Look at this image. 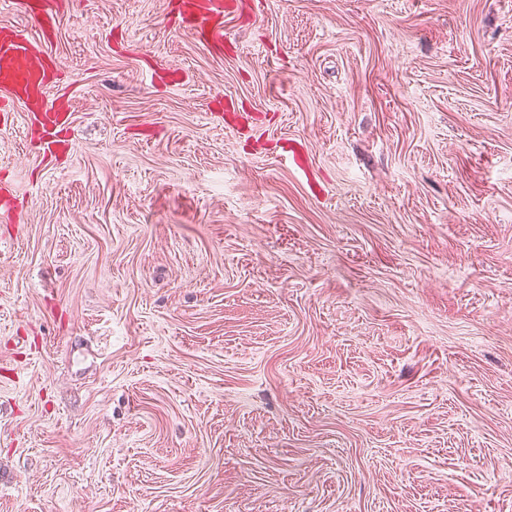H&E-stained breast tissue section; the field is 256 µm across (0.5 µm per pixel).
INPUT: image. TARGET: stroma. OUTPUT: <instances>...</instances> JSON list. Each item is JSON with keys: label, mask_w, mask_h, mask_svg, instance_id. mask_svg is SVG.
I'll return each instance as SVG.
<instances>
[{"label": "stroma", "mask_w": 512, "mask_h": 512, "mask_svg": "<svg viewBox=\"0 0 512 512\" xmlns=\"http://www.w3.org/2000/svg\"><path fill=\"white\" fill-rule=\"evenodd\" d=\"M230 3L0 126V512H512V0ZM184 5L187 15L194 20L198 36L208 43L221 46L224 40L221 21L224 17V1L189 0Z\"/></svg>", "instance_id": "obj_1"}]
</instances>
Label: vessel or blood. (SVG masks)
Listing matches in <instances>:
<instances>
[{
  "label": "vessel or blood",
  "mask_w": 512,
  "mask_h": 512,
  "mask_svg": "<svg viewBox=\"0 0 512 512\" xmlns=\"http://www.w3.org/2000/svg\"><path fill=\"white\" fill-rule=\"evenodd\" d=\"M54 7L55 0H25L23 9L36 27L45 30L51 25ZM185 9L201 39L222 45L224 0H187ZM49 62L50 57L41 45L10 30L0 32V87L11 93L12 105L18 111H28L34 100L44 105V112L36 114L35 119L45 131L43 153L47 156L55 151L52 128L61 119L47 96Z\"/></svg>",
  "instance_id": "obj_1"
}]
</instances>
